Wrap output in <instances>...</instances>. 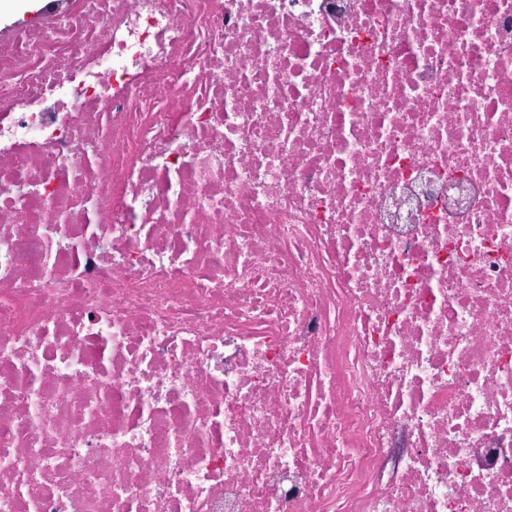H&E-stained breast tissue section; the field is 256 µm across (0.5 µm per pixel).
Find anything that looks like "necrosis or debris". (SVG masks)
<instances>
[{"mask_svg":"<svg viewBox=\"0 0 512 512\" xmlns=\"http://www.w3.org/2000/svg\"><path fill=\"white\" fill-rule=\"evenodd\" d=\"M0 512H512V0L0 40Z\"/></svg>","mask_w":512,"mask_h":512,"instance_id":"1","label":"necrosis or debris"}]
</instances>
